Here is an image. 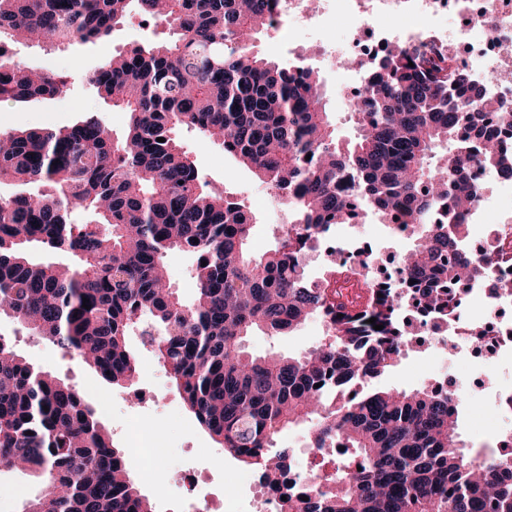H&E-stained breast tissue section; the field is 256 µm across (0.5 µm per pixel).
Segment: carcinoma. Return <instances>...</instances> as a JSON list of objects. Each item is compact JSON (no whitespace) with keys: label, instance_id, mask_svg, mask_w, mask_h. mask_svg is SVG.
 I'll list each match as a JSON object with an SVG mask.
<instances>
[{"label":"carcinoma","instance_id":"obj_1","mask_svg":"<svg viewBox=\"0 0 512 512\" xmlns=\"http://www.w3.org/2000/svg\"><path fill=\"white\" fill-rule=\"evenodd\" d=\"M279 2L0 0V48L99 40L133 7L173 34L82 74L126 113L122 138L95 112L67 129L0 136V181L24 187L0 198V318L76 355L112 386L140 372L136 337L202 429L267 485L292 458L274 447L277 435L317 420L309 447L333 469L309 478L308 500L290 497L283 512H512V464L489 457L477 465L463 451V395L432 384L368 387L412 347L419 325L397 316L405 298L446 321L450 289L487 281L504 258L495 246L472 257L452 215L476 203L471 166L512 178V154L485 135L484 120L495 112L512 128V111L447 57L401 45L353 94L357 137L343 143L318 72L256 51ZM67 90L66 76L0 51V108ZM184 127L288 204L292 218L275 249L250 254L255 217L198 169L179 141ZM77 211L89 219L76 222ZM368 213L414 225L415 240L400 284L367 282L368 301L349 311L336 302L346 267L333 263L313 286L306 257L332 227ZM174 249L196 258L189 302L166 282L164 257ZM314 315L329 334L308 352L245 349L254 330L283 335ZM0 467L44 484L20 512H154L85 394L29 363L2 334Z\"/></svg>","mask_w":512,"mask_h":512}]
</instances>
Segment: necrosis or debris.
I'll return each instance as SVG.
<instances>
[{
	"label": "necrosis or debris",
	"mask_w": 512,
	"mask_h": 512,
	"mask_svg": "<svg viewBox=\"0 0 512 512\" xmlns=\"http://www.w3.org/2000/svg\"><path fill=\"white\" fill-rule=\"evenodd\" d=\"M331 8L312 13L304 0H283L285 10L304 22L321 27L332 24L336 14L346 13L350 27L376 33L379 45L370 51L354 44L348 51L364 63L374 64L377 54L391 47L412 44L420 49H437L454 66L468 70L485 83L489 97L512 104V0H456L458 23L447 24L443 0H331ZM409 16L427 20L424 28H397L393 22ZM489 170L477 176L478 200L462 216L470 232L465 242L475 256H482L493 243L512 253V224H496L493 232L483 228L489 214L495 210L496 196H512V181L493 182ZM454 314L439 328H427L434 348L452 356L457 365L474 372L471 382L456 374L442 377L439 392H488L499 415L512 416V389L485 390L483 373L492 372L512 381V295L494 296L487 284H472L452 291ZM241 485L254 492L257 512H281L282 498L305 489L304 480L290 476L279 489L260 485L256 476L242 473Z\"/></svg>",
	"instance_id": "obj_1"
}]
</instances>
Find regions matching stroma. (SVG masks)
<instances>
[{"label": "stroma", "mask_w": 512, "mask_h": 512, "mask_svg": "<svg viewBox=\"0 0 512 512\" xmlns=\"http://www.w3.org/2000/svg\"><path fill=\"white\" fill-rule=\"evenodd\" d=\"M169 37L167 25L147 21L145 16L133 13L123 26L104 40H76L60 47L12 44L10 53L15 61L30 68L66 74L70 85L66 94L33 99L1 110L0 133L35 128H67L76 124L84 113L94 112L111 130L113 138H120L126 129V114L105 103L92 87L82 82L81 74L101 65L112 52L132 43L143 40L161 42ZM335 42V32L322 34L301 28L291 18L285 17L276 28L260 37L257 49L283 66L305 65L318 70L336 136L340 140L350 141L356 134L350 98L358 80L353 71L331 67L325 62L320 47ZM179 136L184 149L192 153L198 167L208 175L214 186L244 200L254 213L256 227L251 252L260 255L273 249L279 237L280 225L274 206L262 195L263 183L226 154L221 146L205 143L198 131L185 128ZM330 235L342 247L357 239L367 241L374 254L385 264L403 249L402 243L391 236L387 225L371 213L355 225L332 228ZM0 333L11 339L16 350L31 363L54 369L60 377L83 389L88 396H95L101 390L107 392L112 412L103 416L102 421L111 431L114 445L123 450L131 478L153 504H160L166 499H180V484L169 481L168 475L190 470L195 472L200 483L211 488L216 497L237 494L240 512H254L251 491L236 482L238 475L244 471L243 465L200 429L168 374L149 352L143 350L139 353L140 381L151 387L155 399L143 403L133 397L131 388L102 387L96 373L74 356L30 336L12 321H0ZM325 338L323 322L313 317L299 329L283 336L271 337L259 331L253 332L246 337L244 344L255 354L276 351L299 355L321 345ZM447 370V361L419 347L401 356L394 367L376 379L375 385L382 389L417 388L427 384L430 379L441 377ZM128 424L137 426L146 435L157 436L164 443L165 448L159 459L149 460L128 448L124 434V427ZM498 430L490 422L481 401L472 396L466 397L461 408L459 432L468 452L495 447Z\"/></svg>", "instance_id": "1"}]
</instances>
